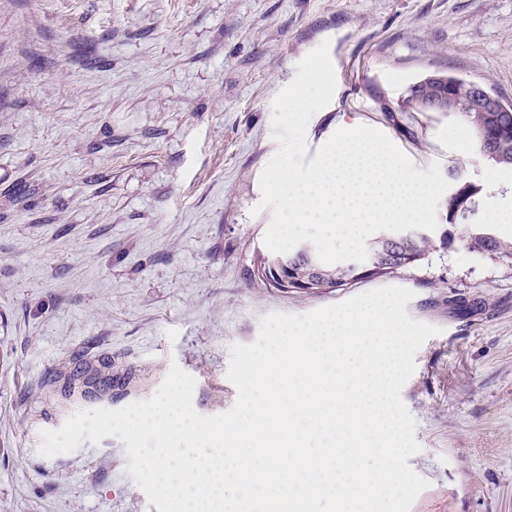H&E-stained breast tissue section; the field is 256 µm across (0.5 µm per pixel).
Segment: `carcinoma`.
I'll return each mask as SVG.
<instances>
[{
  "label": "carcinoma",
  "instance_id": "1",
  "mask_svg": "<svg viewBox=\"0 0 512 512\" xmlns=\"http://www.w3.org/2000/svg\"><path fill=\"white\" fill-rule=\"evenodd\" d=\"M465 118L477 137L478 151H483L482 135L494 134L496 150L486 155L495 165L512 168V113L508 112H467ZM449 173L454 175V186L448 191L442 208L448 215L449 231L440 236V246L446 247L454 241H460L471 253L489 257H512V239L498 237L485 224L474 220L481 187L465 180L458 169ZM434 241L426 234L419 232L417 236L405 243L416 261H421ZM285 257L291 261L295 272L305 269L308 260H318L314 246L308 242L297 245L283 255H270L268 259L276 260ZM90 378L82 373L69 375L65 378L62 394L65 399L77 403L88 397L87 384Z\"/></svg>",
  "mask_w": 512,
  "mask_h": 512
}]
</instances>
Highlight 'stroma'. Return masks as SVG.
Here are the masks:
<instances>
[{
  "label": "stroma",
  "mask_w": 512,
  "mask_h": 512,
  "mask_svg": "<svg viewBox=\"0 0 512 512\" xmlns=\"http://www.w3.org/2000/svg\"><path fill=\"white\" fill-rule=\"evenodd\" d=\"M325 41L336 90L308 157L340 123L378 129L417 169L481 185L476 220L511 239L490 214H512V169L457 115L402 101L439 72L512 101V0H0V512H157L117 438L39 454L74 412L58 373L111 377L85 407L118 410L175 362L195 410L219 414L237 399L229 349L263 316L385 286L440 330L402 389L428 482L411 512H512V258L432 248L319 294L253 274L272 101Z\"/></svg>",
  "instance_id": "obj_1"
}]
</instances>
